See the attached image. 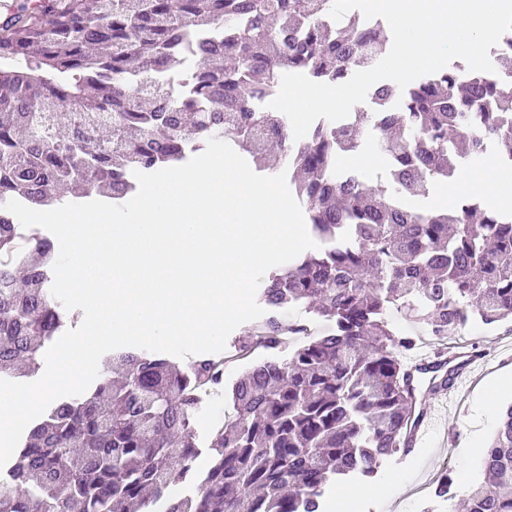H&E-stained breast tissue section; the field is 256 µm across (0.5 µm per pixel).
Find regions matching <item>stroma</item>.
Returning a JSON list of instances; mask_svg holds the SVG:
<instances>
[{"instance_id": "obj_1", "label": "stroma", "mask_w": 512, "mask_h": 512, "mask_svg": "<svg viewBox=\"0 0 512 512\" xmlns=\"http://www.w3.org/2000/svg\"><path fill=\"white\" fill-rule=\"evenodd\" d=\"M461 340L486 353L487 358L461 389L455 407L444 411L441 425L424 448L403 460L387 457L376 478L330 490L327 503L337 501L343 491L349 500L347 512H448V500L435 494L440 473L450 472L460 485L480 480L483 451L497 427L484 408L491 401L501 406L512 402V391L498 385L501 373L512 368V328L473 324L463 331ZM229 406L226 392L201 396L196 430L202 452L194 463L197 472L209 467L207 435L223 423Z\"/></svg>"}]
</instances>
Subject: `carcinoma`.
Returning a JSON list of instances; mask_svg holds the SVG:
<instances>
[{"mask_svg": "<svg viewBox=\"0 0 512 512\" xmlns=\"http://www.w3.org/2000/svg\"><path fill=\"white\" fill-rule=\"evenodd\" d=\"M333 0H39L0 21V379L35 374L66 315L51 294L59 249L24 234L4 208L75 200L119 204L134 172L186 163L216 136L258 173L278 143L308 231L322 243L265 276V317L238 341L257 349L230 387L232 419L199 456L197 391L224 385L218 359L182 367L162 353L104 355L97 383L52 402L0 469V512H324L338 481L373 478L405 441L412 401L396 332L399 310L438 343L472 322L512 321V210L467 198L448 209L412 202L493 151L512 168V53L491 57L503 78L452 61L405 90L374 86L369 106L316 120L301 140L267 107L285 73L345 82L390 49L381 18L340 21ZM182 77L181 91L168 78ZM373 142L388 184L366 186L342 157ZM24 253L15 262L12 256ZM301 307L322 334L276 356ZM465 512H512V405L482 457Z\"/></svg>", "mask_w": 512, "mask_h": 512, "instance_id": "obj_1", "label": "carcinoma"}]
</instances>
